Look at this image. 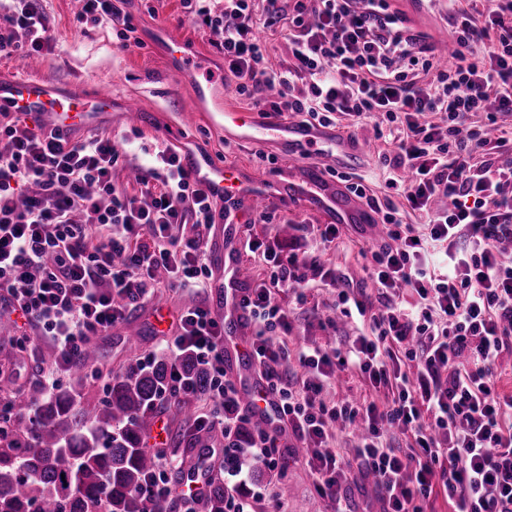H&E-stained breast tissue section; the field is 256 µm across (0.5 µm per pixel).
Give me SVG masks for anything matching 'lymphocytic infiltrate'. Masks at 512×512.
Masks as SVG:
<instances>
[{"label":"lymphocytic infiltrate","mask_w":512,"mask_h":512,"mask_svg":"<svg viewBox=\"0 0 512 512\" xmlns=\"http://www.w3.org/2000/svg\"><path fill=\"white\" fill-rule=\"evenodd\" d=\"M78 23L117 28L124 44L137 27L114 0H82ZM185 18L218 34L216 49L239 95L259 111L308 117L319 125L349 117L392 137L380 162L402 187L425 228L384 212V236L367 267L372 291H354L318 255L281 259L272 243L247 237L270 271L242 304L255 330L252 344L266 388L306 450L316 492L342 500L351 463L373 476L383 512H423L444 488L454 512H512V393L498 380L512 356V262L499 250L512 242V159L477 160L489 128L481 112H512V0L478 9L448 0L453 62L441 66L425 36L412 33L390 0H180ZM11 23L26 30L29 49L48 42L38 0H17ZM279 28L287 66L268 65L257 23ZM442 114L445 124L433 122ZM121 155L111 136L74 141L0 113V291L24 326L48 337L52 361L41 387L52 393L93 339L107 335L130 305L149 299L166 273L174 288L209 287L212 271L200 240L181 242L184 224L210 228L215 199L183 166L179 152L160 150L139 167L142 197L114 177ZM452 205L438 209V197ZM338 288L344 316L368 319V333L346 350L320 346L291 354L276 340L288 334L277 292L304 288L309 276ZM417 295L405 306L399 290ZM223 327L204 306L185 309L165 349L174 357L156 404L193 394L176 359L191 354L208 374L210 410L193 425L212 426L229 412L225 438L248 420L237 390L224 378ZM298 369L289 372V359ZM351 368L381 401H331L324 393L336 370ZM356 428L352 461L336 451V434ZM412 432L416 446L389 444L393 430Z\"/></svg>","instance_id":"obj_1"}]
</instances>
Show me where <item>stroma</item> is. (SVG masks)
Returning a JSON list of instances; mask_svg holds the SVG:
<instances>
[{"label": "stroma", "mask_w": 512, "mask_h": 512, "mask_svg": "<svg viewBox=\"0 0 512 512\" xmlns=\"http://www.w3.org/2000/svg\"><path fill=\"white\" fill-rule=\"evenodd\" d=\"M403 12L410 27L427 36L434 44L449 40L451 26L444 12L429 11L420 0H391ZM46 17L48 45L33 58L14 56L0 59V77L11 78L36 73L54 83L71 84L82 79L86 90L111 94L112 111L102 113L96 128L111 136L122 155L123 164L116 173L118 186L128 194L140 195L135 178L136 169L152 163L158 150L171 147L211 160L214 164H233L245 169L262 182L281 184L283 191L267 209L266 220H259L253 232L262 239H275L283 255L316 253L325 265L351 279L354 287L369 285L365 269V251L371 243L350 226H342V235L325 241L321 232L325 221L310 211L288 187L297 182L305 163L318 164L323 174H330L334 165L326 157L310 156L308 162L288 157V144L263 138L251 143L238 140L235 130L225 129L217 113L198 111L181 71L206 66L215 84L228 88V107L249 112L250 100L237 94L236 78L225 72L224 57L214 46L215 37L207 29L181 21L179 0H123L122 10L133 17L138 27L141 46L121 47L117 32L111 26L85 24L76 28L74 19L81 8L80 0H41ZM180 38L186 48L182 64L172 62L165 51L167 36ZM140 115L138 126L127 124V110ZM347 137L359 145H372L360 170L345 171L347 180L364 177L368 193L378 202H391L403 222L423 224L424 219L406 205L400 190L386 187L387 174L377 163V155L387 146L378 139L374 124L348 128ZM305 299L284 290L276 301L288 313L292 330L285 341L289 348L326 344L345 348L349 340L365 331L362 321L342 316L336 308L334 286L310 278ZM210 290L176 293L167 288L156 290L150 302L128 313L125 322L110 335L100 337L98 368L104 377L136 363L140 356L162 351L169 332L154 334L146 329L147 317L154 306L169 304L185 309L198 303H211ZM138 335L137 344H128L129 335ZM236 463L251 474L252 485L261 487L264 499L261 512H273L277 496H284L288 512H379L381 499L372 481L353 469L344 499L334 502L320 498L314 491L312 478L296 449H287L279 468L270 470L255 464L245 449L235 451Z\"/></svg>", "instance_id": "obj_1"}]
</instances>
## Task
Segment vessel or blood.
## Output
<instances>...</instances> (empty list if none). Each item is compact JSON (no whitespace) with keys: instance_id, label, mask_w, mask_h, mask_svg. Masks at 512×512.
I'll return each instance as SVG.
<instances>
[{"instance_id":"vessel-or-blood-1","label":"vessel or blood","mask_w":512,"mask_h":512,"mask_svg":"<svg viewBox=\"0 0 512 512\" xmlns=\"http://www.w3.org/2000/svg\"><path fill=\"white\" fill-rule=\"evenodd\" d=\"M190 93L196 105L206 100H219V90L212 81L199 79L196 72H187ZM16 113L45 129L65 135L73 130L92 126L98 115L111 111L112 98L108 95L89 94L77 85L57 86L36 76L25 75L11 79L0 78V110ZM224 124L239 130L241 139L287 135L294 157L305 156L308 149L321 146L335 157L337 165L357 166L364 154L363 148L343 137L338 129L309 126L302 120L292 119L280 125L261 121L258 114L225 110ZM183 164L193 176L215 197L224 201V240L215 244L212 257L223 273L215 280L218 290L216 302L222 310L224 325V367L234 372L244 369L251 357L250 347L243 338L250 329L247 314L242 307L243 289L248 283L238 248L227 238L228 233L240 226L246 214L265 208L276 199L273 186L253 179L236 165L216 166L207 159L187 154ZM301 191L309 208L318 212L331 224H346L361 229L368 240L378 237V220L359 197L340 184L325 180L318 165H311L302 180ZM248 416L262 424H269L276 412V400L266 390L262 380H255L245 406ZM202 448L194 449L195 460L182 474L175 488L207 494L215 480L214 470L197 465L205 456Z\"/></svg>"}]
</instances>
